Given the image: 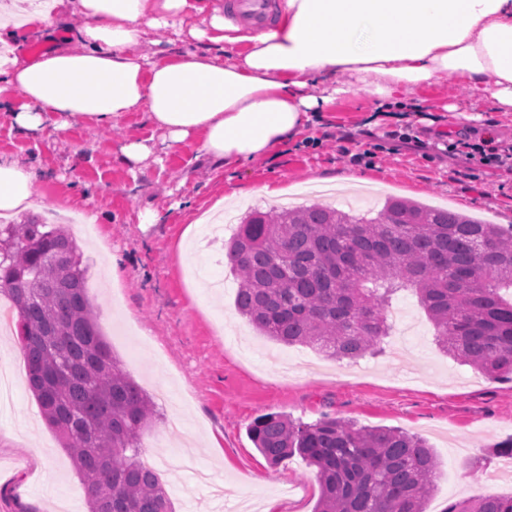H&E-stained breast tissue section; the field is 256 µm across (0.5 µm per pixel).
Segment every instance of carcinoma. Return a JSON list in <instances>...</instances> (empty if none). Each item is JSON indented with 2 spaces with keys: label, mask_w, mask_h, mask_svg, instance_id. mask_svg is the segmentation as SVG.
<instances>
[{
  "label": "carcinoma",
  "mask_w": 512,
  "mask_h": 512,
  "mask_svg": "<svg viewBox=\"0 0 512 512\" xmlns=\"http://www.w3.org/2000/svg\"><path fill=\"white\" fill-rule=\"evenodd\" d=\"M236 306L280 344L357 359L390 335L394 296L413 291L442 349L490 381H512V224L405 199L372 213L313 204L240 218L225 245ZM17 315L27 376L70 453L90 512H173L140 458L156 404L113 354L87 294L76 239L59 224H0V292ZM249 435L272 466L297 455L316 469L315 512H427L441 461L397 428L267 413ZM446 512H512L495 493Z\"/></svg>",
  "instance_id": "obj_1"
}]
</instances>
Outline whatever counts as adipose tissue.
Returning <instances> with one entry per match:
<instances>
[{
    "mask_svg": "<svg viewBox=\"0 0 512 512\" xmlns=\"http://www.w3.org/2000/svg\"><path fill=\"white\" fill-rule=\"evenodd\" d=\"M277 9L279 22L262 32L207 0H52L17 20L4 14L2 31L39 33L70 14L84 23L75 47L0 61V108L13 126L53 135L143 112L170 142L200 137L228 164L296 138L342 93L343 77L384 112L408 109L403 91L445 75L512 112V0H279ZM190 16L203 50L144 49L147 30ZM312 83L321 96L306 94ZM35 179L33 168L0 160V212L32 209Z\"/></svg>",
    "mask_w": 512,
    "mask_h": 512,
    "instance_id": "adipose-tissue-1",
    "label": "adipose tissue"
}]
</instances>
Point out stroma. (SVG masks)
I'll list each match as a JSON object with an SVG mask.
<instances>
[{
	"label": "stroma",
	"instance_id": "35a3bbf8",
	"mask_svg": "<svg viewBox=\"0 0 512 512\" xmlns=\"http://www.w3.org/2000/svg\"><path fill=\"white\" fill-rule=\"evenodd\" d=\"M416 109L380 112L351 90L325 106L293 141L233 164L211 159L200 137L167 146L141 112L109 126L80 123L60 138L20 131L0 121V158L33 164L35 218L71 224L88 266L87 288L99 323L125 371L158 405L162 417L142 438V454L165 484L174 512H227L276 500L279 512H313L320 494L314 468L297 456L272 466L248 429L266 413L315 421L328 415L357 425L396 427L425 438L442 462L428 512L484 493L512 495V479L488 486L512 438V382H492L448 358L413 292H402L421 333L403 346L399 333L378 352L335 360L317 349L260 336L235 311L236 275L223 244L197 247L199 219L218 199L228 207L269 210L318 177L350 171L354 182L334 200L354 210H380L394 196L450 208L496 224H512V169L472 170L451 140L493 137L512 147V112H498L456 77L409 91ZM411 124L428 144L418 151L388 137ZM343 129L344 148L373 141L389 156L348 168L315 139ZM150 140L154 151L138 176L122 148ZM97 213L92 231L78 217ZM119 259L117 277L104 270ZM0 512H88L70 455L44 420L27 382L15 333L0 334Z\"/></svg>",
	"mask_w": 512,
	"mask_h": 512
}]
</instances>
